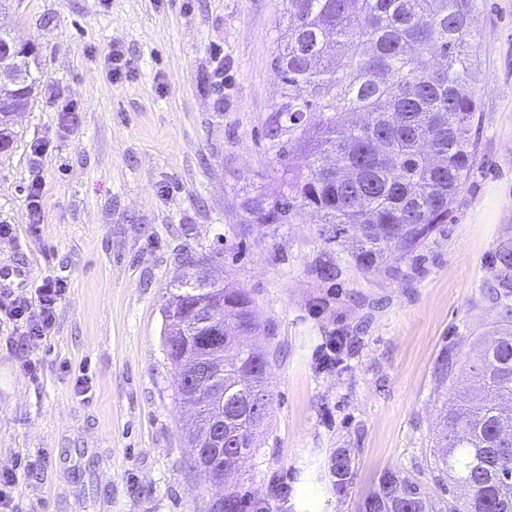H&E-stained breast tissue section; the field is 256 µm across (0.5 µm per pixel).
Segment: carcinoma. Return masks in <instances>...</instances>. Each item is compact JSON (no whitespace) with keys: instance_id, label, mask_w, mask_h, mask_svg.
<instances>
[{"instance_id":"carcinoma-1","label":"carcinoma","mask_w":512,"mask_h":512,"mask_svg":"<svg viewBox=\"0 0 512 512\" xmlns=\"http://www.w3.org/2000/svg\"><path fill=\"white\" fill-rule=\"evenodd\" d=\"M477 0H286L285 47L273 58L284 101L266 128L279 157L305 155L304 168L284 171L265 199L249 201L253 224H288L307 210L333 229L342 244L354 233L347 261L368 273L400 276L421 258L470 176L471 130L479 105L473 78L479 65ZM0 152L12 148V114L26 110L40 83L35 45L0 28ZM490 294L504 302L503 320L487 331L494 344L469 366L471 387L455 395L440 420L435 468L448 473L447 496L428 506L413 476L388 470L361 503L360 512H512V433L502 432L501 403L512 401V244L495 254ZM224 302L236 358L224 362V456L214 469L230 470L255 448V431L269 404L267 361L255 352L261 324L250 293L223 282L196 298L182 272L166 299L163 339L198 346L195 307ZM463 336L442 355L439 380L452 383ZM354 457L336 449L331 471L336 492L346 489ZM460 484V502L451 488ZM223 512H242V497L213 481Z\"/></svg>"}]
</instances>
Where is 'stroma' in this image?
<instances>
[{"mask_svg":"<svg viewBox=\"0 0 512 512\" xmlns=\"http://www.w3.org/2000/svg\"><path fill=\"white\" fill-rule=\"evenodd\" d=\"M473 170L409 279L362 273L317 215L248 222L284 167L264 137L281 84L284 0H13L0 27L34 43L41 82L0 154V266L66 292L46 336L0 314V471L14 512H218L185 437L193 413L163 346V304L183 254L247 289L272 392L259 447L225 485L271 512H358L380 475L438 499L437 423L452 393L446 347L502 317L486 293L512 241V0H477ZM43 211L27 207L34 184ZM333 261L339 274L320 277ZM342 362L324 366L331 337ZM354 460L345 493L336 449ZM354 465V458L348 449L339 448L336 449V453L333 454L331 459V471L336 486L337 493L344 492L346 489V480L351 473Z\"/></svg>","mask_w":512,"mask_h":512,"instance_id":"stroma-1","label":"stroma"}]
</instances>
